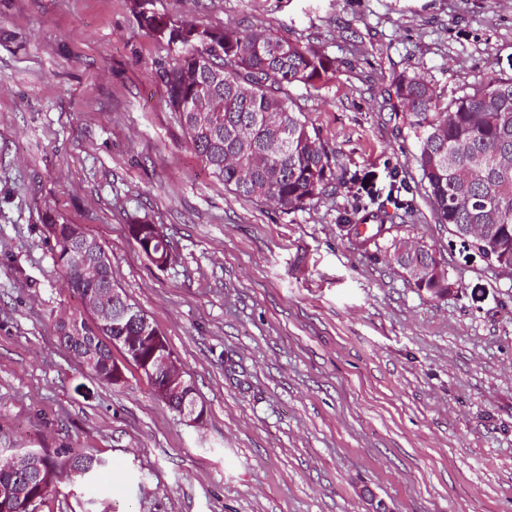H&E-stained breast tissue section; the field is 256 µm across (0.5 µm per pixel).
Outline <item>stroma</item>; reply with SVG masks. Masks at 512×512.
Here are the masks:
<instances>
[{"instance_id": "35a3bbf8", "label": "stroma", "mask_w": 512, "mask_h": 512, "mask_svg": "<svg viewBox=\"0 0 512 512\" xmlns=\"http://www.w3.org/2000/svg\"><path fill=\"white\" fill-rule=\"evenodd\" d=\"M196 26L231 24L322 45L342 60L291 96L357 174L358 194L291 214L225 190L155 77L168 48L132 0H0V448L100 458L32 512H512V281L438 223L413 133L381 71L410 68L442 99L512 76V0H152ZM414 197L360 245L357 199ZM81 225L112 283L166 337L206 409L187 425L129 369L94 379L58 342L83 316L41 216ZM161 224L177 260L152 265L128 217ZM427 244L455 288L433 298L391 263L392 237Z\"/></svg>"}]
</instances>
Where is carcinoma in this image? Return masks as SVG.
<instances>
[{
	"instance_id": "carcinoma-1",
	"label": "carcinoma",
	"mask_w": 512,
	"mask_h": 512,
	"mask_svg": "<svg viewBox=\"0 0 512 512\" xmlns=\"http://www.w3.org/2000/svg\"><path fill=\"white\" fill-rule=\"evenodd\" d=\"M141 27L172 53V64L156 70L166 87V105L177 115L189 144L211 174L231 193L270 202L285 213L304 210L330 195L333 185L355 178L336 175L334 154L303 112L289 97L291 88L318 90L336 77L343 61L329 56L318 44L286 39L270 32L224 27H198L185 22L173 26L168 17L143 10L134 0ZM212 94L224 99L223 115L205 118L192 111L195 99ZM388 95L396 100L417 141L414 155L421 182L438 223L470 239L477 249L512 280V77L494 72L474 84H464L458 95L443 103L434 85L408 69L388 76ZM255 164L260 187L244 186L238 170ZM381 206L358 204L342 217L363 242L390 233ZM130 238L156 267L175 261L173 246L160 224L134 218L127 225ZM86 259L104 260V275L112 282L110 261L102 246L90 238ZM396 264L412 285L432 297L448 295L454 283L445 262L425 244L404 238L391 243ZM66 246L55 252L71 290L82 296L79 266L64 258ZM64 348H83L89 354L85 368L99 382L119 387L121 371L131 364L140 369L157 350L169 348L156 325L135 330L124 322L95 319V325L70 321ZM114 336H131V344H112ZM122 351L114 357L112 348ZM32 473L21 483L0 473V512H29L62 476L99 472L92 454L63 448L51 456L35 453Z\"/></svg>"
}]
</instances>
